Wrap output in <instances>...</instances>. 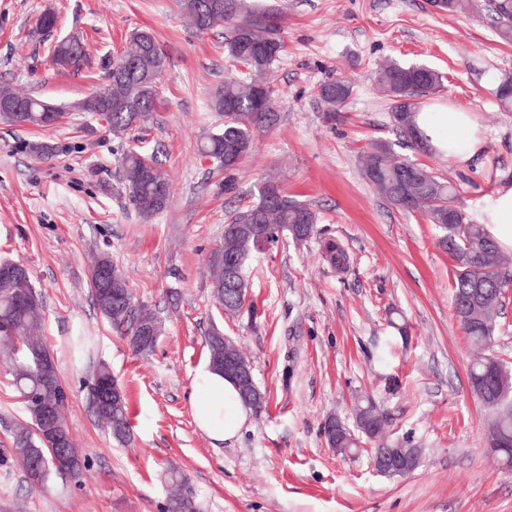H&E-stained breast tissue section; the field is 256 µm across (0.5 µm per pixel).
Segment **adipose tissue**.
<instances>
[{
    "mask_svg": "<svg viewBox=\"0 0 512 512\" xmlns=\"http://www.w3.org/2000/svg\"><path fill=\"white\" fill-rule=\"evenodd\" d=\"M415 123L436 153L467 168L486 151V134L476 115L449 105H423ZM488 232L506 250H512V180L500 181L485 212ZM191 406L198 428L217 442H230L248 420L250 409L234 382L201 361L194 371Z\"/></svg>",
    "mask_w": 512,
    "mask_h": 512,
    "instance_id": "obj_1",
    "label": "adipose tissue"
}]
</instances>
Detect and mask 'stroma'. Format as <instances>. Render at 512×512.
Wrapping results in <instances>:
<instances>
[{
	"label": "stroma",
	"mask_w": 512,
	"mask_h": 512,
	"mask_svg": "<svg viewBox=\"0 0 512 512\" xmlns=\"http://www.w3.org/2000/svg\"><path fill=\"white\" fill-rule=\"evenodd\" d=\"M249 2L281 17L277 119L256 134L228 193L223 174L197 155L224 124L210 104L236 72L224 28L196 31L178 0H0V84L65 110L53 127L0 123V259L27 266L42 297L45 335L72 391L67 424L88 459L80 481L56 479L48 493L31 488L16 461L1 463L0 512H167L161 474L171 464L205 512H512V468L492 456L489 415L469 388L472 347L453 314L454 266L441 232L376 195L358 163L369 140L393 136L390 102L372 80L377 63L428 65L446 77L442 102L476 113L487 150L469 170L435 154L423 162L457 183L465 212L480 221L498 178L512 176V112L500 111L482 72L512 75V45L478 15L439 13L429 0ZM47 10L56 28L35 33ZM139 29L151 30L166 56L158 108L117 137L76 105ZM71 36L86 52L77 71L48 53ZM338 76L355 88L332 129L316 88ZM40 144L52 146L51 158L37 153ZM132 146L156 153L172 181L168 207L151 219L131 202L119 167ZM269 180L318 213L320 233L254 253L246 308L229 317L214 305L207 258ZM325 235L348 252L349 267L324 260ZM100 253L161 317L152 356H134L97 311L88 275ZM397 323L411 341L381 359ZM214 324L242 346L269 397L233 443L201 432L190 404ZM80 332L94 339L93 360L82 366L66 348ZM99 361L126 394L131 445L113 442L87 410L85 385ZM362 394L387 413L394 437L421 449L411 474L380 476L367 452L346 456L326 444L324 420L351 422Z\"/></svg>",
	"instance_id": "obj_1"
}]
</instances>
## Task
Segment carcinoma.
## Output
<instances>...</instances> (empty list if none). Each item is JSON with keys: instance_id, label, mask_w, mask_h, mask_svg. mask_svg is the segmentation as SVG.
Masks as SVG:
<instances>
[{"instance_id": "1", "label": "carcinoma", "mask_w": 512, "mask_h": 512, "mask_svg": "<svg viewBox=\"0 0 512 512\" xmlns=\"http://www.w3.org/2000/svg\"><path fill=\"white\" fill-rule=\"evenodd\" d=\"M183 16L198 31L216 27L229 29L224 51L230 61L242 68L239 76L224 81V90L214 102V109L224 113V127L205 137L198 155L224 171V189L236 190L233 171L253 148L254 133L269 127L275 120V96L270 73L279 54L271 50L281 43L279 17L273 12L257 10L247 0H224V12L203 19L197 3L200 0H179ZM484 11L490 26L505 43L512 44V0H446L442 10L448 14L475 8ZM85 51L77 38H63L51 47L52 62L63 68H78ZM166 67V58L154 34L137 31L119 61L107 73L96 93L79 103L78 109L101 117L116 136L130 130L138 121L156 110L159 81ZM375 82L391 100L390 124L396 140H378L359 156L363 177L376 193L394 207L410 214L419 213L438 226L443 235L439 243L455 263L452 297L457 320L470 340L482 351L469 368V383L476 392L491 398L482 406L490 414L489 437L495 439L493 452L498 460L512 465V388L500 390L498 377L503 363L488 353L499 332L498 318L509 301L501 286L512 283V258L487 233L485 225L468 219L456 204L457 187L449 178L426 168L401 150L429 152L428 140L415 125L420 100L437 96L445 90V76L422 65L402 66L394 61L378 65ZM495 97L503 112H512V77L494 80ZM354 91L349 80H327L317 87V97L326 105L327 121H339L341 104ZM11 102L13 112H0V123L18 127H47L63 116L60 108L9 85H0V103ZM123 179L131 200L140 214L151 218L161 213L170 199V184L160 163L152 154L140 150L126 151L120 160ZM262 227L263 236L277 242L283 234L299 244L317 232V217L311 208L288 196L275 182L258 187V200L236 212L224 225V235L208 256V272L214 284L215 301L228 315L241 313L246 306V263L258 251L257 238L251 225ZM323 258L333 267L345 269L350 257L347 251L329 237L322 240ZM91 296L99 313L134 355H153L164 324L148 305L135 299L125 273L112 266V278L90 277ZM29 303H17L10 287L0 283V366L12 377L27 419L16 423L9 433V451L22 467L28 483L43 493L51 489L60 476L54 459L75 450L74 441L60 448L42 431V414L48 396H53L58 409L57 429L71 436L66 424L65 409L69 398L64 395L57 364L47 373L34 361L36 351L53 356L42 334L44 309L37 291L31 292ZM213 325L205 336L207 357L212 367L224 362V349L231 348L243 363L242 351L216 335ZM239 395L249 400L255 412L267 406V394L253 381L237 384ZM88 389V411L115 442L126 445L133 433L127 399L104 408L94 406ZM340 432L336 447L358 454L364 444H372L370 458L397 454L403 443L389 438L388 419L369 396L354 400L353 426L336 422ZM170 487L168 512H201L196 496L187 494L188 478L176 466L164 471Z\"/></svg>"}]
</instances>
